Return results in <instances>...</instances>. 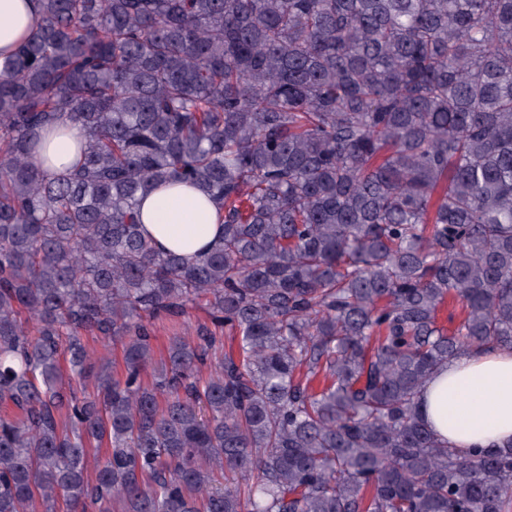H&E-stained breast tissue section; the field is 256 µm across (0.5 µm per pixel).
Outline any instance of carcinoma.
Returning <instances> with one entry per match:
<instances>
[{"mask_svg":"<svg viewBox=\"0 0 512 512\" xmlns=\"http://www.w3.org/2000/svg\"><path fill=\"white\" fill-rule=\"evenodd\" d=\"M64 115L79 167L48 176ZM172 181L224 210L203 255L142 234ZM199 301L155 359L151 321ZM489 344L512 347V0H42L0 62V512H512V446L460 456L419 413ZM91 336L84 337V342H86L91 349L96 350L97 354H106L111 360H115V368H112V372H114L115 377L122 379L124 377V366L122 361V350L120 345H112V343L108 344L107 347L103 346L101 340H95Z\"/></svg>","mask_w":512,"mask_h":512,"instance_id":"carcinoma-1","label":"carcinoma"}]
</instances>
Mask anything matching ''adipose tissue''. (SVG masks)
Listing matches in <instances>:
<instances>
[{"instance_id":"ef3b65f1","label":"adipose tissue","mask_w":512,"mask_h":512,"mask_svg":"<svg viewBox=\"0 0 512 512\" xmlns=\"http://www.w3.org/2000/svg\"><path fill=\"white\" fill-rule=\"evenodd\" d=\"M40 11L39 0H0V60L23 44ZM59 127L60 136L50 137L35 158L49 172L72 163L85 137L82 126L68 119ZM139 210L146 234L163 250L192 256L223 234L218 205L189 185L151 190ZM420 411L435 437L459 455L512 444V348L481 347L439 368L421 389Z\"/></svg>"}]
</instances>
